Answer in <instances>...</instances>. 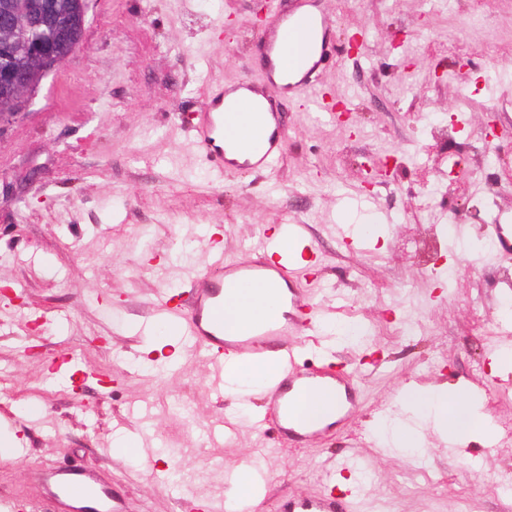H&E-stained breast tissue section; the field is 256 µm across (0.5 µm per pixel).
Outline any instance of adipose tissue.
<instances>
[{"instance_id":"ef3b65f1","label":"adipose tissue","mask_w":512,"mask_h":512,"mask_svg":"<svg viewBox=\"0 0 512 512\" xmlns=\"http://www.w3.org/2000/svg\"><path fill=\"white\" fill-rule=\"evenodd\" d=\"M274 311L270 293L257 290L235 296L224 306L225 322L241 325L257 322ZM432 432L448 446L468 444L486 438L495 425L477 395L468 389L449 393L447 386L415 384L399 395L395 410L372 428L377 442L400 454L422 451L425 432Z\"/></svg>"}]
</instances>
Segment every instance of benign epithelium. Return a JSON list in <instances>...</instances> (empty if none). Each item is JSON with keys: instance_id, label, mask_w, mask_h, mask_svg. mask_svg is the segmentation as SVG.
I'll use <instances>...</instances> for the list:
<instances>
[{"instance_id": "obj_1", "label": "benign epithelium", "mask_w": 512, "mask_h": 512, "mask_svg": "<svg viewBox=\"0 0 512 512\" xmlns=\"http://www.w3.org/2000/svg\"><path fill=\"white\" fill-rule=\"evenodd\" d=\"M90 0H53L48 8L35 0H0V49L17 64L0 72V123L20 113L28 93L41 77L65 60L54 43L34 38L35 29L52 25L61 38L82 39Z\"/></svg>"}]
</instances>
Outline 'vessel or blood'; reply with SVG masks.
Returning a JSON list of instances; mask_svg holds the SVG:
<instances>
[{
    "label": "vessel or blood",
    "instance_id": "obj_1",
    "mask_svg": "<svg viewBox=\"0 0 512 512\" xmlns=\"http://www.w3.org/2000/svg\"><path fill=\"white\" fill-rule=\"evenodd\" d=\"M319 0H304L292 14L277 16L273 26L257 30V40L266 57L287 60L283 89L299 97L304 111L319 117L334 116L336 108L317 87L321 64L336 49L332 24ZM191 128L199 148L209 157L216 174L227 170L248 173L265 171L281 158L288 130L281 115L251 79L240 80L231 90L219 89L209 106L191 115ZM297 225H287L282 236L265 233L249 240L247 260L228 263L214 252L205 270L190 273L185 303L173 304L168 294H159L154 304L155 325L183 337L202 349L211 365L209 386L224 391V372L239 363H273L284 378L266 386L264 421L291 442L306 441L319 431L297 413L301 395L317 390L335 391L341 413L356 406L358 389L334 365L306 366L289 335H300L321 320L318 306L299 289L289 287L286 253L301 240ZM281 287L278 315L246 329L226 326L224 303L250 288ZM29 481L36 498L1 502L8 512H124V504L112 492L104 473L78 467L53 470L31 468ZM350 502L336 490L313 497L288 500L283 512H349Z\"/></svg>",
    "mask_w": 512,
    "mask_h": 512
}]
</instances>
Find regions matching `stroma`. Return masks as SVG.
Segmentation results:
<instances>
[{"instance_id": "35a3bbf8", "label": "stroma", "mask_w": 512, "mask_h": 512, "mask_svg": "<svg viewBox=\"0 0 512 512\" xmlns=\"http://www.w3.org/2000/svg\"><path fill=\"white\" fill-rule=\"evenodd\" d=\"M271 3L91 0L79 48L0 127V289L22 296L0 300V420L19 440L16 457L0 461V499L27 494L30 467H81L111 474L125 512H182L173 482L154 475L175 447L191 470L186 487L221 505L253 462L258 512L329 484L351 491L356 512H512V496L491 486L512 469V365L495 361L512 349V327L486 326L512 299L501 282L512 259L484 250L492 218L512 225V138L486 137L491 117L512 130V0H492L479 24L478 0H321L338 52L320 84L348 102L351 123L316 119L266 85L288 127L282 158L268 173L219 177L188 122L210 91L260 77L254 33ZM484 47L493 64L457 66ZM461 116L454 141L432 136ZM455 153L480 176L446 193ZM373 158L399 166L368 188L362 164ZM426 193L455 230L423 267L411 248L436 231L416 206ZM364 215L375 235L363 250L345 247L337 225ZM285 224L302 225L319 253L316 276L294 285L319 305L322 327L296 342L310 362L361 379L349 417L299 444L259 426L260 395L230 423L238 405L210 391L206 359L175 357L183 339L149 326L158 292L182 297V268L204 270L212 244L237 261L248 237ZM63 353L87 372L83 384L49 381ZM411 382L478 389L499 452L430 434L420 477L410 458L377 448L373 423ZM175 398L191 414L168 412ZM119 431L150 435L152 458L113 448ZM342 456L352 463L340 473ZM362 459L371 477L361 484Z\"/></svg>"}]
</instances>
